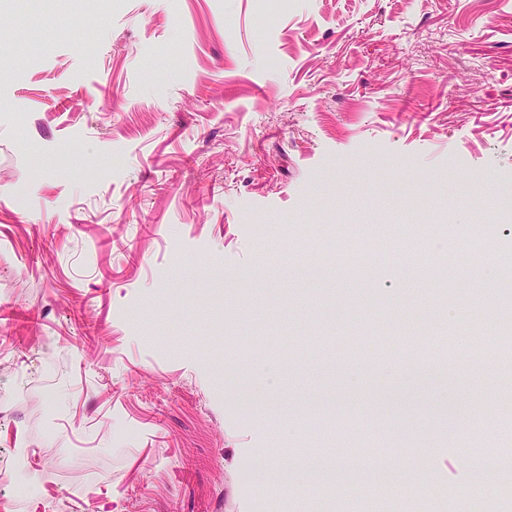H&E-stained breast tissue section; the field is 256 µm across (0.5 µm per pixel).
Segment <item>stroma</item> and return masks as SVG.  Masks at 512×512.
<instances>
[{
    "mask_svg": "<svg viewBox=\"0 0 512 512\" xmlns=\"http://www.w3.org/2000/svg\"><path fill=\"white\" fill-rule=\"evenodd\" d=\"M508 268L512 0H0V458L67 512H328V446L504 512ZM392 246V242L386 237L371 236L359 243L356 248L351 251L345 249L348 260L341 264L347 268L360 266L366 261L367 257L377 256L386 253ZM32 461V450L28 448H16L10 457L0 461V476H9L14 480L25 478L30 469Z\"/></svg>",
    "mask_w": 512,
    "mask_h": 512,
    "instance_id": "stroma-1",
    "label": "stroma"
}]
</instances>
